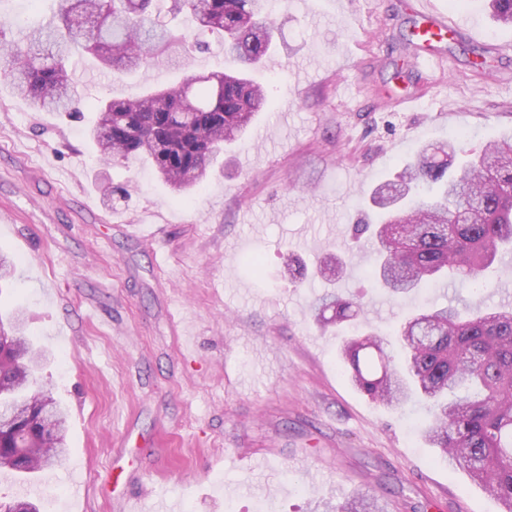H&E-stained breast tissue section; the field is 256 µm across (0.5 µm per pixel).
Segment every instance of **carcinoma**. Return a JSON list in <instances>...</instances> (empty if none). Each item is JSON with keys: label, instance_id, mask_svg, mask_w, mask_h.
<instances>
[{"label": "carcinoma", "instance_id": "cac0c4a2", "mask_svg": "<svg viewBox=\"0 0 512 512\" xmlns=\"http://www.w3.org/2000/svg\"><path fill=\"white\" fill-rule=\"evenodd\" d=\"M49 22L29 26L0 46V78L38 111L70 112L77 90L69 62L86 52L112 73L129 75L164 62L188 75L179 86L111 99L98 107L91 138L105 163L147 161L173 190L202 185L224 146L242 137L267 109L264 87L251 78L274 50L269 0H171L190 11L203 33L224 47L237 69L208 76L192 72L190 44L160 19L155 0H67ZM493 17L512 25V0H489ZM377 223L353 225V239L370 234V278L392 297L420 289L468 285L485 289L500 253L512 252V136L476 152L463 140L424 145L370 198ZM345 262L329 256L317 275L342 277ZM320 327L340 325L363 312L360 300L335 292L312 305ZM0 317V469L31 480L62 462L65 408L38 384L28 362L33 349L15 324ZM398 349L369 330L342 348L351 381L371 399L401 411L424 404L430 418L421 436L438 459L466 472L512 512V305L460 310L433 305L406 317ZM384 512L374 497L332 503L313 512Z\"/></svg>", "mask_w": 512, "mask_h": 512}]
</instances>
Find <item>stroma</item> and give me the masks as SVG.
I'll use <instances>...</instances> for the list:
<instances>
[{
    "mask_svg": "<svg viewBox=\"0 0 512 512\" xmlns=\"http://www.w3.org/2000/svg\"><path fill=\"white\" fill-rule=\"evenodd\" d=\"M413 0H272L279 27L254 72L271 101L250 133L181 196L137 161L105 165L88 139L99 101L179 83L157 65L113 76L86 56L71 67L80 116L38 112L0 80V251L16 265L0 309L22 312L45 352L39 373L68 412L67 457L34 482L0 471V501L41 512H308L320 498L370 495L385 512H500L437 461L416 425L350 380L346 328L321 331L310 307L327 288L288 260L346 258L336 291L389 330L414 305L512 303V276L474 293L395 299L372 288L373 253L352 226L373 188L426 143L471 148L512 132V26L488 0L471 35L441 43L419 70L402 38ZM412 93V109L394 106ZM122 187L103 196L102 183ZM258 254L255 276L246 256ZM303 464H296V457Z\"/></svg>",
    "mask_w": 512,
    "mask_h": 512,
    "instance_id": "1",
    "label": "stroma"
}]
</instances>
